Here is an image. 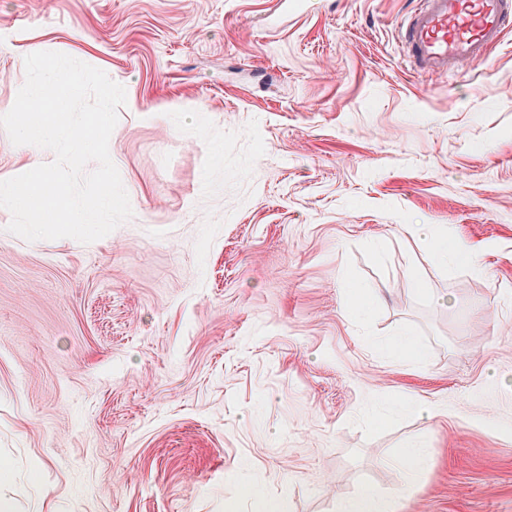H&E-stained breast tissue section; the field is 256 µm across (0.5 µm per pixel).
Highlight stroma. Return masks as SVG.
I'll use <instances>...</instances> for the list:
<instances>
[{"mask_svg": "<svg viewBox=\"0 0 512 512\" xmlns=\"http://www.w3.org/2000/svg\"><path fill=\"white\" fill-rule=\"evenodd\" d=\"M414 2L0 0V115L32 50L118 80L133 210L85 245L0 208L14 512H257L247 486L336 512L402 484L398 512H512V35L414 73ZM404 332L418 358L388 349ZM425 226V227H415ZM421 232L428 246V254L431 259L439 262H448V254L451 256H467L475 265L479 249L467 242L455 239L448 245V230L440 231L436 225H414L412 235Z\"/></svg>", "mask_w": 512, "mask_h": 512, "instance_id": "stroma-1", "label": "stroma"}]
</instances>
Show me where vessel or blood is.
Listing matches in <instances>:
<instances>
[{"instance_id":"vessel-or-blood-1","label":"vessel or blood","mask_w":512,"mask_h":512,"mask_svg":"<svg viewBox=\"0 0 512 512\" xmlns=\"http://www.w3.org/2000/svg\"><path fill=\"white\" fill-rule=\"evenodd\" d=\"M512 28V0H417L401 28L410 67L446 72L484 61Z\"/></svg>"}]
</instances>
